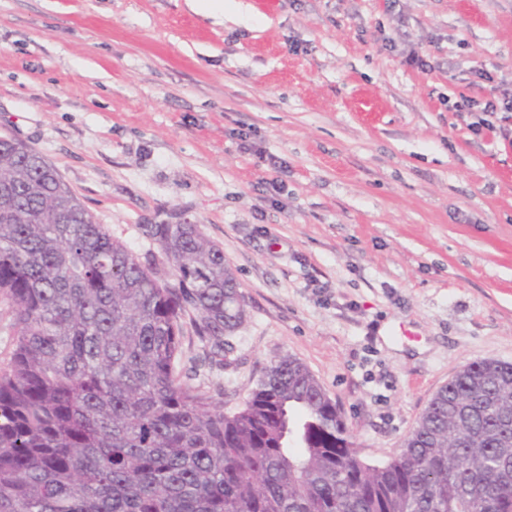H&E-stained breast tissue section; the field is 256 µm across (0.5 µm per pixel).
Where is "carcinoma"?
Here are the masks:
<instances>
[{
    "mask_svg": "<svg viewBox=\"0 0 512 512\" xmlns=\"http://www.w3.org/2000/svg\"><path fill=\"white\" fill-rule=\"evenodd\" d=\"M162 279L38 151L0 138V512H512V363L472 362L383 465L299 360L224 412L176 366L224 363L244 297L199 225L143 224ZM14 321L8 303L0 297V362L9 356L14 339Z\"/></svg>",
    "mask_w": 512,
    "mask_h": 512,
    "instance_id": "carcinoma-1",
    "label": "carcinoma"
}]
</instances>
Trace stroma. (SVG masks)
<instances>
[{"label":"stroma","instance_id":"1","mask_svg":"<svg viewBox=\"0 0 512 512\" xmlns=\"http://www.w3.org/2000/svg\"><path fill=\"white\" fill-rule=\"evenodd\" d=\"M512 0H0V136L98 223L223 245L245 320L182 372L240 409L303 362L368 462L465 364L512 363ZM282 162L268 166L267 156Z\"/></svg>","mask_w":512,"mask_h":512}]
</instances>
